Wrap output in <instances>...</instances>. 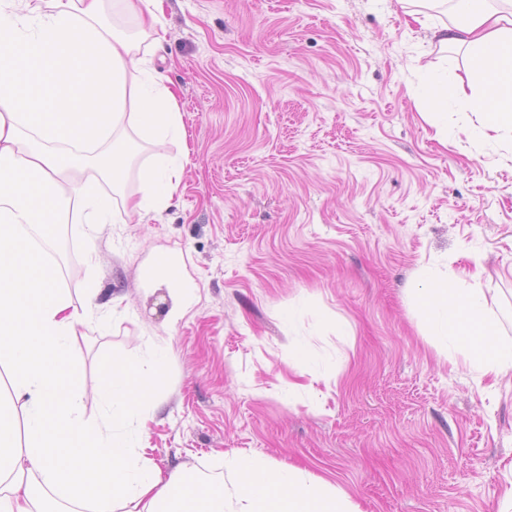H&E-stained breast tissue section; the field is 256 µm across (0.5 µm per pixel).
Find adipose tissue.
Returning a JSON list of instances; mask_svg holds the SVG:
<instances>
[{
  "label": "adipose tissue",
  "instance_id": "obj_1",
  "mask_svg": "<svg viewBox=\"0 0 512 512\" xmlns=\"http://www.w3.org/2000/svg\"><path fill=\"white\" fill-rule=\"evenodd\" d=\"M432 41L461 51L465 76L430 72L434 109L465 102L481 131L512 137V0H410ZM134 18L149 45L120 35L105 7ZM163 0H0V361L12 371L13 398L26 411L24 438L0 406V512H359L327 482L283 464L263 469L247 456L223 476L186 469L161 477L152 460L115 435L153 397L166 352L149 367L107 359L99 370L102 418H85L71 340L100 326L96 284L74 307L58 286V266L34 245L64 221L95 229L115 207L164 210L177 190L181 160L163 151L185 139L177 96L148 59L162 48ZM139 131L154 150L135 166ZM139 196H124L130 169ZM108 184L111 195L99 187ZM433 335L493 379L512 370V342L501 339L481 273L460 287L455 272L421 271Z\"/></svg>",
  "mask_w": 512,
  "mask_h": 512
}]
</instances>
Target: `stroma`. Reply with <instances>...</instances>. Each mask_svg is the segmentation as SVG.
Returning <instances> with one entry per match:
<instances>
[{"label": "stroma", "mask_w": 512, "mask_h": 512, "mask_svg": "<svg viewBox=\"0 0 512 512\" xmlns=\"http://www.w3.org/2000/svg\"><path fill=\"white\" fill-rule=\"evenodd\" d=\"M153 58L174 84L184 171L162 213L87 241L62 225L59 288L120 297L72 340L86 416L103 358L168 360L124 431L161 469L291 464L362 512H500L512 374L491 381L431 335L422 268L469 272L512 339V140L433 110L463 70L400 0H164ZM98 260L89 263V251ZM479 255L472 264L471 255ZM174 256L177 314L144 269ZM304 356H295L296 347Z\"/></svg>", "instance_id": "1"}]
</instances>
